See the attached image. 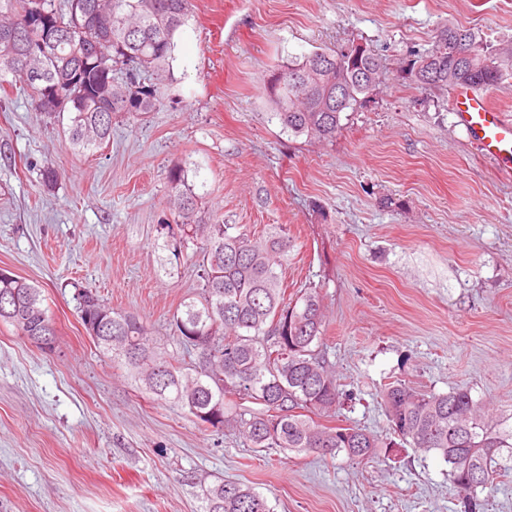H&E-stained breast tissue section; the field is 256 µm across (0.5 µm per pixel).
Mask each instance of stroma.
I'll return each mask as SVG.
<instances>
[{
  "label": "stroma",
  "instance_id": "obj_1",
  "mask_svg": "<svg viewBox=\"0 0 512 512\" xmlns=\"http://www.w3.org/2000/svg\"><path fill=\"white\" fill-rule=\"evenodd\" d=\"M173 79L152 112L118 117L74 150L65 124L0 92V268L39 286L56 328L45 353L0 322V512H200L216 480L272 512H461L435 454L369 461L257 452L152 401L99 351L77 313L88 288L158 339L197 285L166 263L156 226L167 174L186 166L205 215L293 247L289 292L317 287L344 424L388 430L382 388L464 386L490 422L512 417V175L457 124L452 94L412 64L454 24L512 42V0H192ZM369 47L380 83L333 141L272 119L264 76L320 47ZM59 173L44 185V166Z\"/></svg>",
  "mask_w": 512,
  "mask_h": 512
}]
</instances>
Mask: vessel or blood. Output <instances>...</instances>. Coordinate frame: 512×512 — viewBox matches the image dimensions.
<instances>
[{
	"instance_id": "1",
	"label": "vessel or blood",
	"mask_w": 512,
	"mask_h": 512,
	"mask_svg": "<svg viewBox=\"0 0 512 512\" xmlns=\"http://www.w3.org/2000/svg\"><path fill=\"white\" fill-rule=\"evenodd\" d=\"M455 112L482 156L511 172L512 117L494 107L486 94L470 88L457 90Z\"/></svg>"
}]
</instances>
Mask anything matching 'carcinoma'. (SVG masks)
I'll return each instance as SVG.
<instances>
[{
	"label": "carcinoma",
	"instance_id": "obj_1",
	"mask_svg": "<svg viewBox=\"0 0 512 512\" xmlns=\"http://www.w3.org/2000/svg\"><path fill=\"white\" fill-rule=\"evenodd\" d=\"M192 0H0V74L24 84L31 108L68 114L71 145L94 150L112 135L122 114L151 112L161 104L171 75L176 38ZM441 30L425 53L438 62L439 87L489 91L512 76V46L492 48L465 30L472 57L454 53L452 32ZM91 42L100 55L85 54ZM149 73L145 85L136 73ZM381 64L371 49L360 60L332 49L296 57L272 71L264 91L288 135L330 141L342 114L355 110L378 83ZM345 105L336 107V87ZM170 223L157 225L161 249L174 259L198 255V291L172 315L176 352L157 353L154 339L134 314L112 309L96 293L80 290L82 325L96 346L112 353L136 387L177 407L204 429L232 428L257 451L279 450L363 461L408 446L448 464V480L461 492L463 512H483L478 491L512 471L497 462L512 448V425L489 424L470 390L435 394L401 382L383 389L390 436L364 428L328 426L342 392L322 355L325 319L320 293L307 288L285 297L282 260L292 248L274 226L264 237L241 224L202 216L188 170L168 171ZM0 321L32 344L56 336L40 288L21 277L0 278ZM202 512H271L267 500L240 482H219L204 493Z\"/></svg>",
	"mask_w": 512,
	"mask_h": 512
}]
</instances>
